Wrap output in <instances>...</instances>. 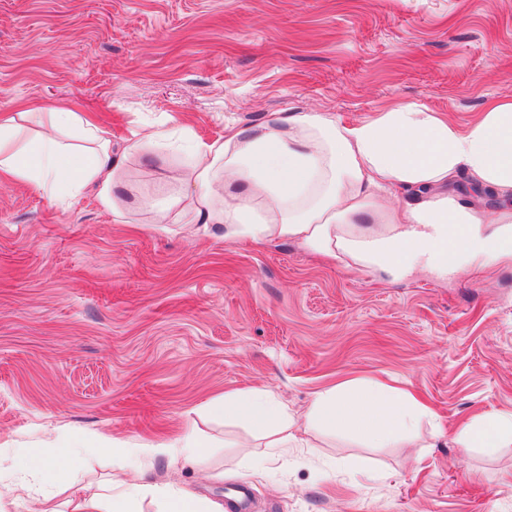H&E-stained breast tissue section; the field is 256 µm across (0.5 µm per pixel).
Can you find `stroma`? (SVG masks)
<instances>
[{
    "label": "stroma",
    "instance_id": "stroma-1",
    "mask_svg": "<svg viewBox=\"0 0 512 512\" xmlns=\"http://www.w3.org/2000/svg\"><path fill=\"white\" fill-rule=\"evenodd\" d=\"M512 101V0H0V113L101 120L149 208L116 218L94 187L69 206L0 181V454L93 433L137 448L193 433L198 461L148 480L224 512H512V445L461 453L466 422L512 414V258L392 273L288 241L188 236L195 142L280 112L357 123L396 103L458 131ZM384 379L429 407L375 447L303 432L271 470L264 442L207 405L256 390L304 415L317 392ZM168 140V133L160 130H152L141 134L135 141H132L127 150L129 153L138 154L147 163L152 155L146 147H161Z\"/></svg>",
    "mask_w": 512,
    "mask_h": 512
}]
</instances>
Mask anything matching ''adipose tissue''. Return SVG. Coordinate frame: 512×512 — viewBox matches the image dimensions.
<instances>
[{
	"mask_svg": "<svg viewBox=\"0 0 512 512\" xmlns=\"http://www.w3.org/2000/svg\"><path fill=\"white\" fill-rule=\"evenodd\" d=\"M19 107L0 114V179L29 182L58 204H68L94 186L99 204L114 216L144 207L126 204L129 186L123 159L113 157L97 119L71 110L51 113L49 129L20 142L18 130L33 117ZM74 142H65V134ZM195 203L181 214L191 235L218 230L225 238L255 242L294 240L308 249L349 253L365 267L403 270L419 260L447 269L435 245L453 240V259L463 254L495 257L512 251V209L500 210L499 228L483 235V217L444 193L458 175L512 194V102H490L466 132L415 104L397 103L376 117L342 125L316 112H285L268 125L230 127L223 139L195 143L191 152ZM451 258V259H452ZM212 413L245 422L265 441L256 471L295 442V419L287 406L252 390L225 394ZM424 405L407 391L381 380L349 390L317 393L304 416L306 427L349 428L374 446L414 428ZM512 443V414L490 415L459 432L462 451ZM91 453L112 456L109 484L90 495L77 486L70 448L44 453L20 448L0 456V474L43 470L50 482L70 490L66 505L40 497L35 486L0 481V512L20 496L41 500L40 512H130L150 502L163 512H221L220 508L149 482L146 470L159 457L175 462L204 457L206 446L191 435L133 450L99 435L87 439Z\"/></svg>",
	"mask_w": 512,
	"mask_h": 512,
	"instance_id": "ef3b65f1",
	"label": "adipose tissue"
}]
</instances>
